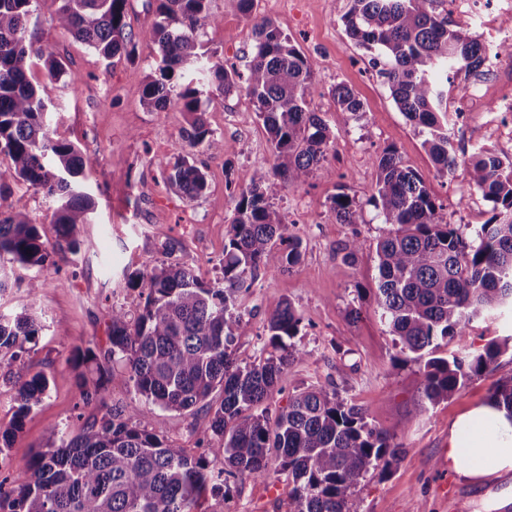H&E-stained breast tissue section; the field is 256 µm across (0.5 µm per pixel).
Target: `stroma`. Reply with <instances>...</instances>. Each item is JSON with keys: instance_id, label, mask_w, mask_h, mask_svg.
<instances>
[{"instance_id": "obj_1", "label": "stroma", "mask_w": 512, "mask_h": 512, "mask_svg": "<svg viewBox=\"0 0 512 512\" xmlns=\"http://www.w3.org/2000/svg\"><path fill=\"white\" fill-rule=\"evenodd\" d=\"M59 6V0H35L39 25L34 37L64 60L78 81L47 82L38 62L31 80L53 114L59 138L80 148L96 210L82 229L75 260L58 261L43 271L47 286L36 307L39 335L17 359H0V427L12 418L15 378L42 374L48 380L40 404L1 453L6 464L0 467V484L8 490L23 481L18 465L41 450L49 428L75 434L108 408L129 403L133 392L125 369L118 366L102 401L78 408L77 372L70 362L77 345L92 341L107 346L113 307L139 312L143 300L139 289L128 285L126 272L147 260H162V244L169 237L178 243L176 261L204 281L220 277L235 206L232 193L248 189L256 167L274 161L262 120L246 117L252 105L245 93L207 92L201 109L224 149L197 148L189 158L206 171L208 188L193 200L167 188L157 161L180 155L187 123L180 104L156 111L143 103V87L158 58L145 47L133 61L103 59L56 25ZM210 7L221 22L201 32L200 41L214 61L246 72L254 43L252 20L232 0H211ZM350 7L351 0H256V15L272 19L309 61L315 76L310 108L328 122L333 142L324 169L305 183L288 186L275 203L289 233L302 240L301 259L289 270L261 274L253 294L240 304L242 323L233 348L239 358L254 359L269 314L281 302L292 304L302 318L291 340L300 355L290 368L286 390L270 397V410L287 407L289 389L322 386L339 400L366 409L369 422L390 433L404 450L389 473L372 470L360 479L355 494L361 512H409L414 505L420 512H512V455L481 476L471 475L451 456L455 443L476 422L486 421L491 384L512 378V309L475 320L447 345L451 351L479 352L492 341L504 344L491 371L473 377L448 400L425 405L422 364L402 361L400 346L378 313L373 245L386 226L368 203L378 176L375 156L390 146L440 203L438 220L469 232L489 218L490 205L471 186L466 161L480 146L512 160V144L459 113L451 127L457 165L440 173L384 78L348 37L342 18ZM433 8L447 17L449 27L463 28L491 48L512 29V0H485L478 15L454 10L450 0H435ZM340 84L361 100V116H337L332 91ZM341 188L361 204V224H339L331 216L330 199ZM53 208L51 198L19 180L0 194V211L26 214L48 241L55 238ZM355 232L365 247L347 261L338 248ZM355 309L360 312L356 318L351 315ZM211 416L203 404L181 412L158 409L148 428L194 455L198 431ZM289 510L288 486L273 474L243 478L224 493L207 494L196 512Z\"/></svg>"}]
</instances>
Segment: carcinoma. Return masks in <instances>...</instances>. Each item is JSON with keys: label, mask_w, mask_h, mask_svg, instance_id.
I'll return each mask as SVG.
<instances>
[{"label": "carcinoma", "mask_w": 512, "mask_h": 512, "mask_svg": "<svg viewBox=\"0 0 512 512\" xmlns=\"http://www.w3.org/2000/svg\"><path fill=\"white\" fill-rule=\"evenodd\" d=\"M57 25L108 60L139 58L127 31L129 0H60ZM157 20L149 42L160 61L143 89L146 106L162 111L171 100L188 116L186 141L215 151L203 119L204 88L229 95L246 91L273 146L274 164L255 169L252 186L236 194L231 233L224 243L222 278L206 283L172 259L176 243L163 244L165 259L128 275L141 289L143 305L132 317L112 308L108 348L98 353L89 341L74 349L79 368L94 364L89 383L79 373L85 404L99 400L115 364H123L134 397L107 409L100 423L66 436L52 427L44 449L20 465L25 481L16 492L0 489V512H195L208 491L229 482L269 473L286 476L291 512H360L354 488L370 470H389L401 455L392 437L372 426L366 411L344 403L323 387L295 391L288 406L272 414L270 396L288 380L300 351L285 343L299 332L301 318L291 304L267 320L263 356L247 362L232 345L241 323L239 301L251 294L262 272L287 270L301 258V240L287 233L271 200L285 184H297L327 158L329 125L309 109L314 83L305 55L274 23L259 19L248 74L209 64L200 31L218 23L210 0H157ZM434 0H352L343 16L346 33L381 65L391 97L424 137L423 147L441 172L455 164L448 133V72L477 71L489 49L448 27L435 15ZM33 0H0V193L10 179L21 180L55 202L56 240H43L21 212L0 213V259L34 271L28 281L29 306L46 281L41 273L53 254L78 255V235L90 223L95 202L79 180L86 164L71 141L54 137L48 108L29 80L31 58L43 60L46 79L71 77L53 53L35 46L39 19ZM336 111L355 116L363 103L345 85L333 89ZM164 182L189 199L207 189V174L181 156L159 162ZM378 180L371 203L387 225L375 244V296L381 318L401 351L423 363V394L431 405L450 398L474 376L487 372L502 352L495 341L483 352L438 355L442 343L466 332L478 318L512 305V160L487 148L468 159L470 183L491 203L490 217L467 236L437 220L439 205L422 178L393 147L377 158ZM330 210L340 224L359 223L355 202L339 192ZM40 325L27 312L0 314V354L15 359L37 336ZM10 428L0 430V454L21 430L44 396V375L16 378ZM222 399L200 430L223 448L195 457L148 429L157 408L184 411ZM490 404L512 425V378L490 386Z\"/></svg>", "instance_id": "obj_1"}]
</instances>
